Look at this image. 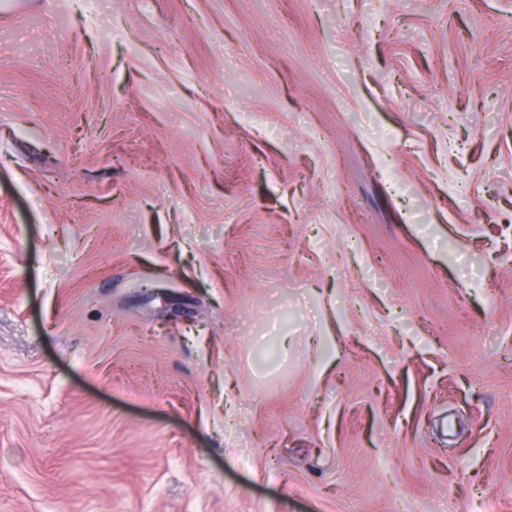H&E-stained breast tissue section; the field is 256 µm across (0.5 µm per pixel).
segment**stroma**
Returning a JSON list of instances; mask_svg holds the SVG:
<instances>
[{"label":"stroma","mask_w":512,"mask_h":512,"mask_svg":"<svg viewBox=\"0 0 512 512\" xmlns=\"http://www.w3.org/2000/svg\"><path fill=\"white\" fill-rule=\"evenodd\" d=\"M396 498L512 512V0H0V512Z\"/></svg>","instance_id":"1"}]
</instances>
